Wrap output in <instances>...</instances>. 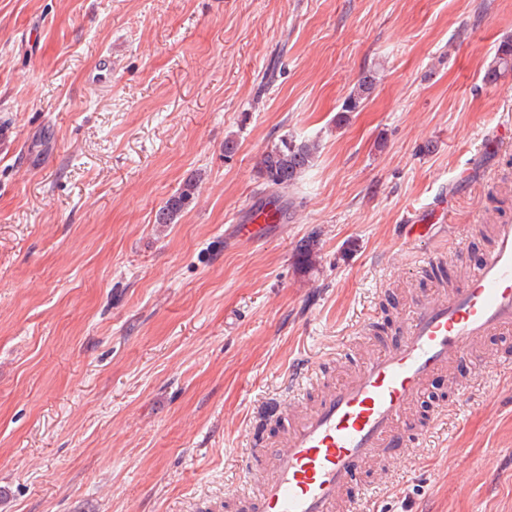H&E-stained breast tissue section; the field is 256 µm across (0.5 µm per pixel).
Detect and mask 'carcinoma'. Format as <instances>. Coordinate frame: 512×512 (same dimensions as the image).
Listing matches in <instances>:
<instances>
[{"label":"carcinoma","mask_w":512,"mask_h":512,"mask_svg":"<svg viewBox=\"0 0 512 512\" xmlns=\"http://www.w3.org/2000/svg\"><path fill=\"white\" fill-rule=\"evenodd\" d=\"M512 69V40L503 41L495 55L494 65L487 71L488 81L498 79L502 72ZM376 84L375 72L367 71L358 79L354 89L343 102L341 112H356L370 97ZM319 144L314 140H297L286 135L267 150L261 158L260 170L266 186L283 190L294 186L311 167ZM197 188V181L189 178L183 188L171 196L157 211L155 223L171 224L182 212Z\"/></svg>","instance_id":"obj_1"}]
</instances>
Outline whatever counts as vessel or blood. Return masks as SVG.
<instances>
[{"label":"vessel or blood","mask_w":512,"mask_h":512,"mask_svg":"<svg viewBox=\"0 0 512 512\" xmlns=\"http://www.w3.org/2000/svg\"><path fill=\"white\" fill-rule=\"evenodd\" d=\"M272 204H255L235 236L258 240L280 222ZM512 332V223L494 226L488 249L464 287L417 300L400 337L358 372L293 419L283 441L254 449L263 477L250 512H360L350 486L375 459L398 462L408 437L410 406L436 380L466 362L484 340Z\"/></svg>","instance_id":"obj_1"}]
</instances>
